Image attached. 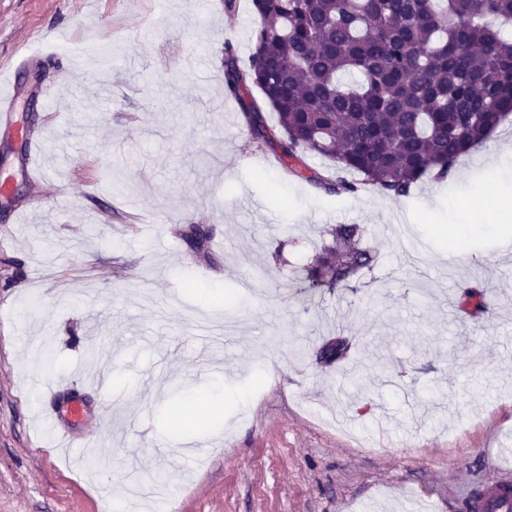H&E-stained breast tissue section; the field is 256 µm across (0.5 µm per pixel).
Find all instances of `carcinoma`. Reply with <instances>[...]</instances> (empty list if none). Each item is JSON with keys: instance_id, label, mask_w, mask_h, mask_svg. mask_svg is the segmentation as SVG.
Wrapping results in <instances>:
<instances>
[{"instance_id": "cac0c4a2", "label": "carcinoma", "mask_w": 512, "mask_h": 512, "mask_svg": "<svg viewBox=\"0 0 512 512\" xmlns=\"http://www.w3.org/2000/svg\"><path fill=\"white\" fill-rule=\"evenodd\" d=\"M247 58L224 45V91L250 138L288 174L333 195L366 186L409 198L445 181L512 114V0H252ZM345 73L360 80L347 85ZM260 97H255L253 91ZM311 155L332 163L323 175ZM300 292L349 288L376 255L359 224H336ZM349 350L324 343L330 365Z\"/></svg>"}]
</instances>
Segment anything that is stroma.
Returning a JSON list of instances; mask_svg holds the SVG:
<instances>
[{
  "label": "stroma",
  "mask_w": 512,
  "mask_h": 512,
  "mask_svg": "<svg viewBox=\"0 0 512 512\" xmlns=\"http://www.w3.org/2000/svg\"><path fill=\"white\" fill-rule=\"evenodd\" d=\"M253 26L251 0H0V73L43 143L42 178L11 155L0 200V512H463L512 470V225L466 212L512 202V161L487 166L512 119L409 198L315 191L224 93ZM335 224L377 262L303 304L291 283ZM466 282L494 303L460 322ZM334 336L356 378L319 364Z\"/></svg>",
  "instance_id": "1"
}]
</instances>
